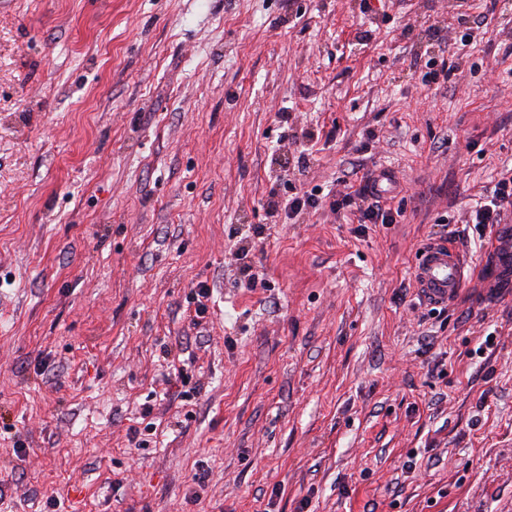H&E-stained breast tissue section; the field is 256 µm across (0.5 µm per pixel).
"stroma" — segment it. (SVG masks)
<instances>
[{
	"mask_svg": "<svg viewBox=\"0 0 512 512\" xmlns=\"http://www.w3.org/2000/svg\"><path fill=\"white\" fill-rule=\"evenodd\" d=\"M482 5L0 0L10 512H512V295L477 304L474 233L444 313L414 273L512 168V0L447 85L422 83L438 33ZM382 169L398 223L267 212L284 183L333 193ZM188 356L189 409L170 378Z\"/></svg>",
	"mask_w": 512,
	"mask_h": 512,
	"instance_id": "stroma-1",
	"label": "stroma"
}]
</instances>
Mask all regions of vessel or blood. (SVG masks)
Segmentation results:
<instances>
[{
    "instance_id": "1",
    "label": "vessel or blood",
    "mask_w": 512,
    "mask_h": 512,
    "mask_svg": "<svg viewBox=\"0 0 512 512\" xmlns=\"http://www.w3.org/2000/svg\"><path fill=\"white\" fill-rule=\"evenodd\" d=\"M483 297L497 295L512 280V226L502 225L488 252ZM467 258L447 240L438 239L420 248L415 262V279L421 302L445 307L461 293L466 279Z\"/></svg>"
}]
</instances>
